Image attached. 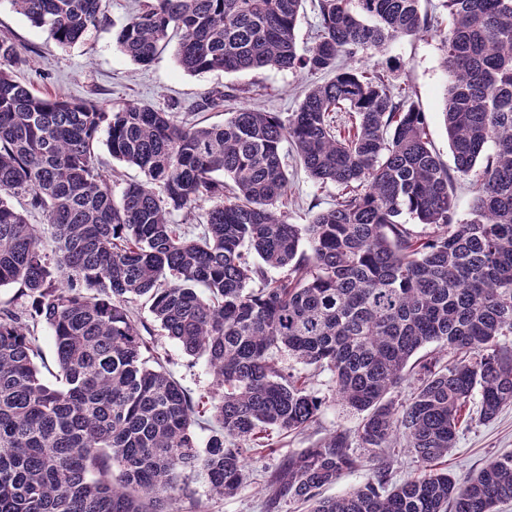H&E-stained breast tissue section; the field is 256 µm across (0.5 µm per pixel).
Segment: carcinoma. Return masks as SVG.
<instances>
[{
  "mask_svg": "<svg viewBox=\"0 0 512 512\" xmlns=\"http://www.w3.org/2000/svg\"><path fill=\"white\" fill-rule=\"evenodd\" d=\"M104 0H11L70 47L104 17ZM306 0H148L121 26L119 51L147 65L181 31L191 75L267 67L332 73L294 112L241 107L222 125L187 126L127 103L42 97L19 81L24 58L0 37V512H174L184 474L213 496L237 494L254 441L316 422L323 400L276 353L330 373L336 400L362 414L266 481L268 508L305 512H497L512 500V453L460 484L439 467L464 408L479 419L512 404V0H438L448 16L442 113L448 167L425 113L380 67L342 61L430 28L421 0H317L312 45L299 51ZM349 112L336 130L332 113ZM112 158L145 181L115 194ZM336 204L291 224L283 143ZM473 178L470 216L456 218L455 178ZM28 195L31 224L8 198ZM208 202L189 236L172 221ZM432 227L413 230L403 216ZM275 271L278 277L269 273ZM144 298L170 340L205 360L215 388L193 400L129 303ZM54 346L52 376L35 336ZM435 343L453 355L414 359ZM420 384L389 397L405 372ZM209 431L199 448L197 430ZM375 454L411 453L421 474L389 483L371 468L360 488L322 491ZM106 139L105 131L100 134V143L97 149V164L101 172L112 179V182L118 181L121 185L115 190L118 192L124 185L131 182H140L145 180V176L139 169L128 166L112 158L108 153L104 141Z\"/></svg>",
  "mask_w": 512,
  "mask_h": 512,
  "instance_id": "obj_1",
  "label": "carcinoma"
}]
</instances>
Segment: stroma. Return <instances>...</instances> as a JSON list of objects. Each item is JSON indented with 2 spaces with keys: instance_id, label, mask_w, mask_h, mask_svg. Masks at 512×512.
I'll list each match as a JSON object with an SVG mask.
<instances>
[{
  "instance_id": "obj_1",
  "label": "stroma",
  "mask_w": 512,
  "mask_h": 512,
  "mask_svg": "<svg viewBox=\"0 0 512 512\" xmlns=\"http://www.w3.org/2000/svg\"><path fill=\"white\" fill-rule=\"evenodd\" d=\"M141 3L142 0H106L103 22L91 29L84 41L62 48L48 28L36 26L18 14L9 0H0V34H9L26 59L15 70L17 78L47 97L62 94L73 99H92L107 108L149 103L175 113L178 118L200 119L208 124L223 123L225 113L241 106L264 112L295 111L305 90L318 81L314 75L270 68L190 75L179 67L175 56L177 45L173 42L149 66L134 64L118 50L115 33ZM447 31V26L442 25L419 36L398 39L381 54L370 51L358 54L351 65L364 70L380 61L391 62L396 82L411 88L415 103L426 114L433 147L448 162L452 154L441 113L447 86L443 69V37ZM214 90L230 93V100L201 109L204 97ZM285 162L290 183L288 195L279 207L287 212L289 222L307 223L310 204L322 209L335 204V186L316 184L293 154H286ZM156 342L167 369L193 397L212 392L214 379L204 360L188 356L164 336H157ZM309 388L324 400L314 424L301 435L283 439L269 448L254 449L243 471L241 487L234 496H210L202 481L191 480L187 496L178 503L180 512H266V477L288 454L311 446L333 430L357 429L360 415L337 403L328 373L312 376ZM510 452L512 405L504 407L489 422L464 420L456 445L448 455V470L462 483L490 459Z\"/></svg>"
}]
</instances>
